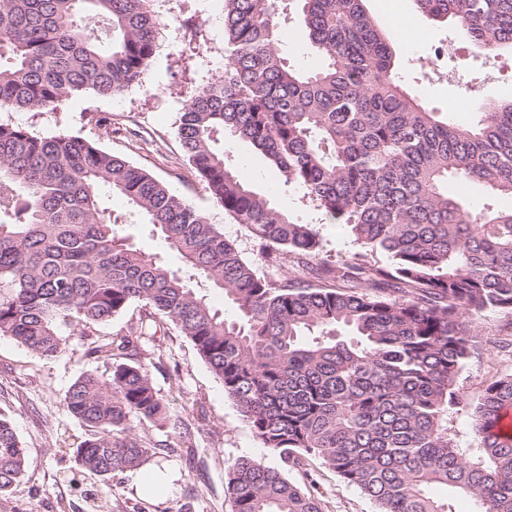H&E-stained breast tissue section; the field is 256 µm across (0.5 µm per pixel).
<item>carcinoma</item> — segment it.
Wrapping results in <instances>:
<instances>
[{
	"label": "carcinoma",
	"mask_w": 512,
	"mask_h": 512,
	"mask_svg": "<svg viewBox=\"0 0 512 512\" xmlns=\"http://www.w3.org/2000/svg\"><path fill=\"white\" fill-rule=\"evenodd\" d=\"M321 64L300 69L280 45L289 2ZM155 0H0V109L50 112L71 94L116 96L141 84L159 48ZM364 0H224V74L186 93L178 136L224 216L268 251L274 280L208 214L132 161L66 133L0 123V336L43 358L66 346L57 324L88 336L130 305L145 316L89 355L65 406L89 428L77 464L99 476L173 449L132 432L168 420L144 346L170 321L196 348L263 447L291 468L315 458L379 512H453L446 486L483 512H512V373L473 409L480 459L448 433L474 353L473 318L512 315V209L470 207L448 181L512 197V100L460 125L427 109L397 73L396 51ZM486 50H512V0H413ZM250 143L285 183L359 250L318 262L313 224L224 163L215 135ZM176 251L172 269L121 233L102 190ZM390 263L370 260L376 252ZM224 295L228 319L204 290ZM28 464L0 418V493ZM233 512H322L282 470L241 458L226 473Z\"/></svg>",
	"instance_id": "carcinoma-1"
}]
</instances>
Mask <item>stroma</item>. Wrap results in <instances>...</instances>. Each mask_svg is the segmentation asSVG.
Masks as SVG:
<instances>
[{
    "instance_id": "stroma-1",
    "label": "stroma",
    "mask_w": 512,
    "mask_h": 512,
    "mask_svg": "<svg viewBox=\"0 0 512 512\" xmlns=\"http://www.w3.org/2000/svg\"><path fill=\"white\" fill-rule=\"evenodd\" d=\"M155 3L163 26L159 49L141 85L119 96L71 95L53 112L2 110L0 122L22 124L41 134L80 136L146 168L207 213L246 257L264 265L259 240L215 205L205 182L189 165L177 134L185 92L224 71V26L212 19L215 0ZM365 6L397 45L402 83L427 106L446 111L449 100L464 92L476 103L512 98V52L503 50L488 58L457 24H430L415 11L412 0H398L393 10L385 8L382 0H366ZM186 18L202 25L206 43L198 45L185 37L179 23ZM404 24L421 28V37L401 43L398 31ZM446 41L459 48L447 68L460 73L462 83L439 80L429 67L435 46ZM216 146L226 165H251L249 178L257 191L280 183V175L249 143L221 135ZM281 198L294 220L317 225L321 256L329 265L356 252L344 225L328 223L302 187L282 186ZM477 326L480 350L460 371L457 387L462 402L448 414V432L470 460L479 455L473 407L491 382L512 372V356L496 346L498 339L512 333V317L488 310ZM59 330L67 345L53 359L38 357L0 336V416L12 422L29 459L20 480L0 494V512H232L226 471L237 459L253 458L280 467L279 457L263 447L193 344L167 321L156 336L154 353L160 362L152 368L151 379L166 404L169 422L144 421L135 426L138 435L173 448L171 454L147 465L148 471L167 475L166 489L150 496L141 490L136 472L99 477L81 469L73 449L87 429L66 411L64 398L84 373L107 375L111 362L88 356L89 337L74 335L70 325L60 324ZM287 476L318 496L324 512H378L372 500L345 486L320 460L309 459L303 469L288 470Z\"/></svg>"
}]
</instances>
